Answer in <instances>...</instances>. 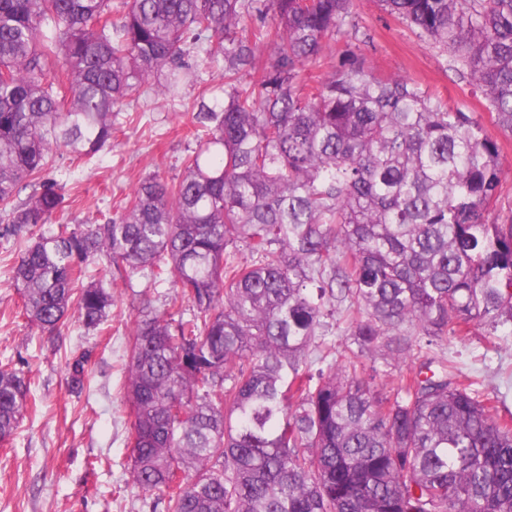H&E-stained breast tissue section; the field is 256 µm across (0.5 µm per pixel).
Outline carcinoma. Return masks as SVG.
Listing matches in <instances>:
<instances>
[{"label": "carcinoma", "instance_id": "cac0c4a2", "mask_svg": "<svg viewBox=\"0 0 512 512\" xmlns=\"http://www.w3.org/2000/svg\"><path fill=\"white\" fill-rule=\"evenodd\" d=\"M381 2L450 51L512 130V0ZM353 7L0 0L5 234L64 211L47 174L112 145L133 94L172 101L223 63L224 100L197 103L181 179L144 178L111 222L41 235L11 270L50 335L72 310L104 323L119 283L92 279L102 259L174 278L179 318L143 299L124 386L133 481L167 512H512V418L427 351L477 323L512 326V221L489 219L499 147L358 56L304 79ZM328 318L356 348L313 376L302 365ZM367 353L398 368L383 393L360 376ZM30 404L25 376L1 367L0 440Z\"/></svg>", "mask_w": 512, "mask_h": 512}]
</instances>
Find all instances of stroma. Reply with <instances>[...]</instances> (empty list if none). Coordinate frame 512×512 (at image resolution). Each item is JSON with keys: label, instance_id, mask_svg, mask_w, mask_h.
<instances>
[{"label": "stroma", "instance_id": "stroma-1", "mask_svg": "<svg viewBox=\"0 0 512 512\" xmlns=\"http://www.w3.org/2000/svg\"><path fill=\"white\" fill-rule=\"evenodd\" d=\"M355 31L336 35L325 48L324 65H306L303 77L321 76L347 51L364 59L380 76L410 78L449 106L466 112L500 147L501 185L491 217L512 220V130L500 127L474 87L461 81L450 56L420 39L382 10L375 0H355ZM219 69L207 70L200 85H187L179 99L154 104L143 97L128 103L114 119L111 147L90 167L61 159L54 173L70 202L32 234L0 237V362L25 375L34 400L14 434L0 442V512H166L161 495L148 494L131 479V417L124 398V367L130 356L136 303L150 299L157 312L168 309L172 282L156 285L133 277L116 294L102 332L77 322L61 336L42 333L23 313V299L10 269L31 235L56 233L59 225L77 226L115 217L125 194L145 176L172 182L181 177L182 158L195 148L193 102L199 92L223 98ZM460 370L476 376L483 390L497 396V414L512 415V335L490 336L472 327L462 338L433 346ZM82 364L83 387L70 386L74 364Z\"/></svg>", "mask_w": 512, "mask_h": 512}]
</instances>
